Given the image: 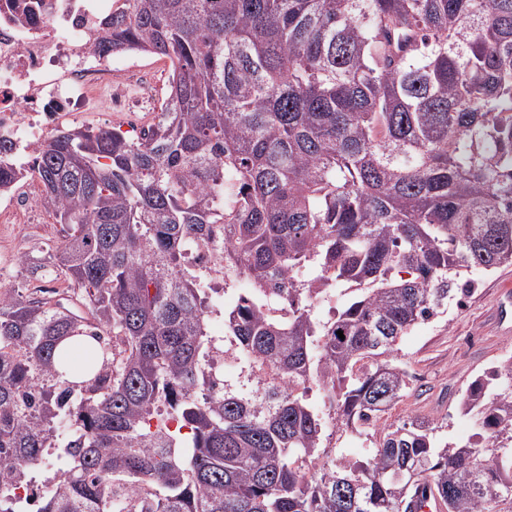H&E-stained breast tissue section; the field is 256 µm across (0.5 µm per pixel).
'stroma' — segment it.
I'll use <instances>...</instances> for the list:
<instances>
[{
    "label": "stroma",
    "instance_id": "1",
    "mask_svg": "<svg viewBox=\"0 0 512 512\" xmlns=\"http://www.w3.org/2000/svg\"><path fill=\"white\" fill-rule=\"evenodd\" d=\"M169 69V59L162 56L116 57L112 92L123 99V107L112 110L103 100H95L80 124L148 126L165 99ZM62 235L53 214L41 207L31 209L27 223H0V252L8 256L0 263V288L24 295L67 288L64 276L42 277L35 271L48 264L50 249ZM468 277L471 290L461 302H449L446 314L421 324L400 343L395 358L411 378L406 396L370 427L369 438L333 437L337 459H363L370 437L414 418L437 423L438 436L451 442H463L474 432L473 419L460 412L459 404L476 375L512 356V335H497L489 326L496 295L512 284V266L474 269Z\"/></svg>",
    "mask_w": 512,
    "mask_h": 512
}]
</instances>
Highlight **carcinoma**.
<instances>
[{
	"label": "carcinoma",
	"instance_id": "obj_1",
	"mask_svg": "<svg viewBox=\"0 0 512 512\" xmlns=\"http://www.w3.org/2000/svg\"><path fill=\"white\" fill-rule=\"evenodd\" d=\"M92 41L169 58L168 93L134 136L0 162L1 190L42 183L70 284L0 289V512H512V356L468 384L465 443L415 419L361 463L323 444L405 395L396 346L469 270L512 266V0H121ZM52 455L33 509L13 490ZM66 354L65 365L59 368L62 379L68 382H81L87 379L85 365L88 361V352L85 347L70 345L64 348Z\"/></svg>",
	"mask_w": 512,
	"mask_h": 512
}]
</instances>
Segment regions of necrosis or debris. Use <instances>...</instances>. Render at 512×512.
Returning a JSON list of instances; mask_svg holds the SVG:
<instances>
[{
    "label": "necrosis or debris",
    "mask_w": 512,
    "mask_h": 512,
    "mask_svg": "<svg viewBox=\"0 0 512 512\" xmlns=\"http://www.w3.org/2000/svg\"><path fill=\"white\" fill-rule=\"evenodd\" d=\"M27 0H0V133L18 150L33 154L52 132L81 116L113 56L95 51L90 30L101 0H44L33 26L11 16ZM43 198L26 180L21 190L0 193V223L19 224Z\"/></svg>",
    "instance_id": "4bbe7bcc"
}]
</instances>
